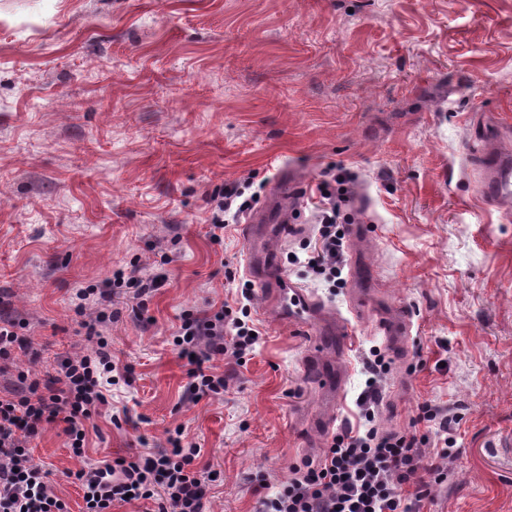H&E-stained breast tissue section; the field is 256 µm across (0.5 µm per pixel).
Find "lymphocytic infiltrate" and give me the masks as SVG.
Returning <instances> with one entry per match:
<instances>
[{
	"mask_svg": "<svg viewBox=\"0 0 512 512\" xmlns=\"http://www.w3.org/2000/svg\"><path fill=\"white\" fill-rule=\"evenodd\" d=\"M351 181L350 174L341 173L326 176L318 185V236L306 264L332 284L343 281L345 232L337 202L347 198ZM159 284V277L144 280L119 270L102 284L78 288L73 311L94 349L67 356L53 375L16 366L10 389L0 397V512H68L65 502L54 495L47 472L33 464L31 443L45 426L57 425L72 454L83 458L89 422L107 403L106 387L117 382L111 342L103 332L112 320V291L127 288L137 299ZM179 320L174 342L191 359L187 399L223 394L224 378L208 363L216 354L229 352L240 360L252 350L257 327L249 304L225 303L204 316L186 310ZM371 367L373 375L362 399L364 429L334 435L318 460H303L275 491H268L265 474L257 473L255 481L266 491L259 512H421L430 483L443 481L445 475L442 468H425L415 436L379 431L373 407L387 369L384 357L375 356ZM170 443V449L135 461H85L75 473L85 512H112L113 504L128 496L155 500L157 512H204L211 475L194 468L197 449L184 447L177 437ZM423 469L430 480L420 477ZM410 483L414 492L404 493V485Z\"/></svg>",
	"mask_w": 512,
	"mask_h": 512,
	"instance_id": "f902f5d3",
	"label": "lymphocytic infiltrate"
}]
</instances>
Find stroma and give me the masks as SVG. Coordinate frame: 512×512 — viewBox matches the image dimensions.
Masks as SVG:
<instances>
[{"label": "stroma", "mask_w": 512, "mask_h": 512, "mask_svg": "<svg viewBox=\"0 0 512 512\" xmlns=\"http://www.w3.org/2000/svg\"><path fill=\"white\" fill-rule=\"evenodd\" d=\"M511 133L512 0H0V301L30 322L21 363L52 373L91 349L76 288L117 268L165 277L143 300L112 296V359L131 374L84 458L58 426L34 441L68 512L84 510L85 460H135L178 428L195 468L217 474L206 512H256V473L288 481L328 446L326 418L362 426L374 349L389 363L380 431L416 435L429 465L420 405L456 421L448 480L422 512H512V203L473 189ZM330 168L355 177L343 213L372 227L345 251L383 282L378 311L412 316L406 358L304 262L308 198ZM289 169L304 203L272 246L285 277L350 321L336 395L305 366L316 325L278 315L245 272L246 213L210 233L217 188L261 204ZM245 283L261 335L243 360L213 358L223 394L189 401L179 316Z\"/></svg>", "instance_id": "obj_1"}]
</instances>
